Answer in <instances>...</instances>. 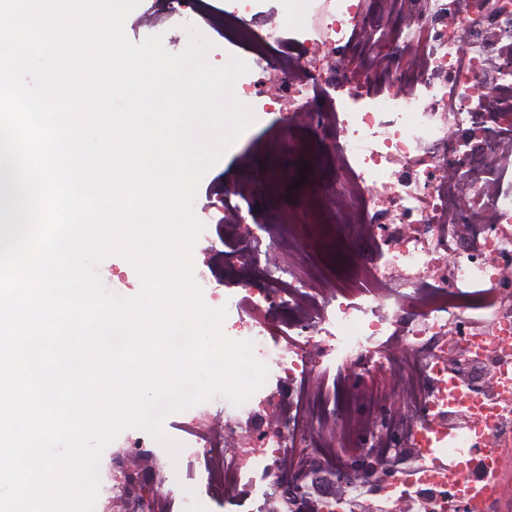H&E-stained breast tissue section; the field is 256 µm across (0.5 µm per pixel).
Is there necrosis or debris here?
<instances>
[{"mask_svg":"<svg viewBox=\"0 0 512 512\" xmlns=\"http://www.w3.org/2000/svg\"><path fill=\"white\" fill-rule=\"evenodd\" d=\"M383 0L390 25L363 35V0H224L209 20L245 53L236 95L304 131L330 172L320 221L362 257L345 282L307 255L288 210L250 223L266 178L241 150L246 178L224 195V286L197 283L226 307L224 333L249 340L269 369L244 404L222 397L183 421L184 471L145 512H202L221 500L291 512L287 480L316 455L356 452L355 432L393 463L386 500L412 512H470V489L498 487L495 446L512 442V0ZM358 52L361 65L340 60ZM279 84L263 95L262 81ZM359 365L399 395L387 416L349 423L338 396L380 403L371 385L338 393L333 372ZM481 451L478 479L452 486L431 458ZM195 483V495L176 487Z\"/></svg>","mask_w":512,"mask_h":512,"instance_id":"necrosis-or-debris-1","label":"necrosis or debris"}]
</instances>
